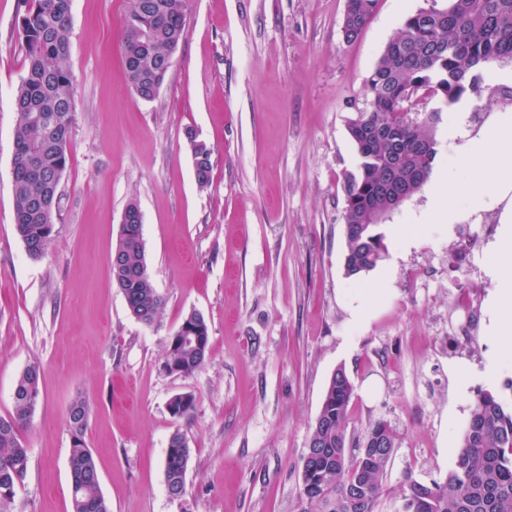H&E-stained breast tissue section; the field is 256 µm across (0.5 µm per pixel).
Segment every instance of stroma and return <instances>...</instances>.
I'll list each match as a JSON object with an SVG mask.
<instances>
[{
	"label": "stroma",
	"mask_w": 512,
	"mask_h": 512,
	"mask_svg": "<svg viewBox=\"0 0 512 512\" xmlns=\"http://www.w3.org/2000/svg\"><path fill=\"white\" fill-rule=\"evenodd\" d=\"M127 3L72 0L70 163L54 240L34 260L15 231L11 174L23 0H0V417L20 373L41 369L12 512H72L67 409L78 397L111 512H299L309 431L340 367L355 385L350 428L382 417L396 431L379 512H398L405 472L428 483L453 466L477 392L512 397V305L491 306L502 283L490 268L512 266L500 209L425 227L405 247L391 229L435 205L423 185L380 225L387 257L358 277L344 269L342 185L360 162L348 123L387 42L448 0H379L350 43L345 0H190L188 36L151 100L125 82ZM495 68L508 81L464 99L472 128L512 106V62ZM190 131L212 150L204 189ZM132 201L163 299L151 324L131 316L109 268ZM381 277L385 300L351 324L350 300ZM462 281L480 306L474 336L451 328ZM194 311L209 326L207 362L169 374L168 340ZM181 393L195 406L176 418L168 405ZM176 432L191 455L174 499L164 461Z\"/></svg>",
	"instance_id": "1"
}]
</instances>
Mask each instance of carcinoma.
I'll use <instances>...</instances> for the list:
<instances>
[{
  "label": "carcinoma",
  "instance_id": "cac0c4a2",
  "mask_svg": "<svg viewBox=\"0 0 512 512\" xmlns=\"http://www.w3.org/2000/svg\"><path fill=\"white\" fill-rule=\"evenodd\" d=\"M378 0H346L341 26L346 41L356 40L376 9ZM72 0H29L19 20L28 70L19 84L15 105L12 179L14 225L29 256L49 248L58 219L59 201L38 212L42 179L60 178L69 163L67 144L75 112V87L66 65L71 44ZM140 29L126 28L121 58L127 86L138 97H154V85L165 83L171 64L169 47L186 40V0H131ZM512 61V0H448L444 9H421L408 17L388 41L367 77L369 107L349 121L348 133L359 158L356 173L343 183L346 252L349 277L375 268L387 255L382 219L419 191L437 155L435 128L442 108L463 96L481 97V69ZM441 106L420 119L404 109L412 101ZM194 175L206 187L212 172V151L187 132ZM131 222L121 225L110 258L113 279L122 290L128 311L150 324L163 300L153 285L145 260L136 203L127 205ZM195 337L173 334L164 370L189 376L205 363L209 327L195 312L184 318ZM40 368L27 366L14 390V410L0 417V512H10L15 488L28 466V448L21 439L39 398ZM354 384L344 368L333 373L322 406L310 430L303 461L302 512H378L396 433L382 419L368 421L347 433L346 423ZM195 406L191 394L169 402L172 416L181 418ZM88 405L75 399L68 410L71 431L70 478L72 512H110L98 471L84 441ZM190 458L185 437L171 435L165 456V476L184 489ZM401 512H512V405L490 391L478 394L464 434L462 449L443 481L421 483L411 477L400 485Z\"/></svg>",
  "mask_w": 512,
  "mask_h": 512
}]
</instances>
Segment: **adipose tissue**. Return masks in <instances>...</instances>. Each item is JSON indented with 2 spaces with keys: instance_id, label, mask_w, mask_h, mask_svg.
I'll use <instances>...</instances> for the list:
<instances>
[{
  "instance_id": "ef3b65f1",
  "label": "adipose tissue",
  "mask_w": 512,
  "mask_h": 512,
  "mask_svg": "<svg viewBox=\"0 0 512 512\" xmlns=\"http://www.w3.org/2000/svg\"><path fill=\"white\" fill-rule=\"evenodd\" d=\"M447 137L454 146L450 165L484 184L468 191L469 206L476 211L502 207L503 236L512 239V109L497 112L475 132L466 108H458L448 121Z\"/></svg>"
}]
</instances>
